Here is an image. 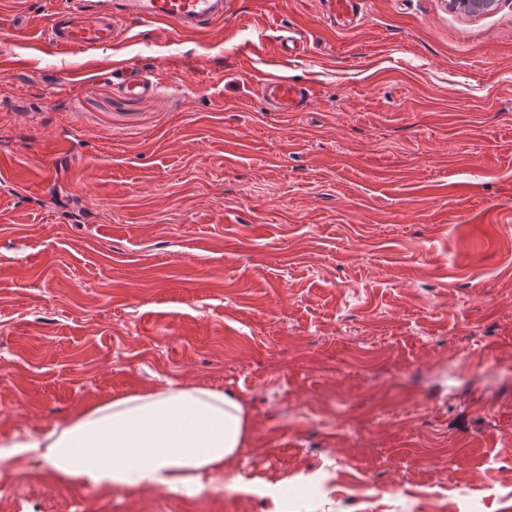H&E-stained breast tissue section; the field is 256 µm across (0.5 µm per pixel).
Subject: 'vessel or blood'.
Masks as SVG:
<instances>
[{
  "label": "vessel or blood",
  "mask_w": 512,
  "mask_h": 512,
  "mask_svg": "<svg viewBox=\"0 0 512 512\" xmlns=\"http://www.w3.org/2000/svg\"><path fill=\"white\" fill-rule=\"evenodd\" d=\"M331 25L349 27L366 10L367 0H321ZM228 0H57L46 14L45 40L50 50H108L133 27L154 25L187 36L207 32L223 21ZM112 75L123 92L135 99L151 97L155 85L143 68L128 60ZM265 106L274 112H299L311 90L288 77L268 75L258 81Z\"/></svg>",
  "instance_id": "b4317fda"
}]
</instances>
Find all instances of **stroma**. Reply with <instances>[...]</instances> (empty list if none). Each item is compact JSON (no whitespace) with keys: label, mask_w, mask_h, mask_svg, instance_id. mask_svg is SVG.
Listing matches in <instances>:
<instances>
[{"label":"stroma","mask_w":512,"mask_h":512,"mask_svg":"<svg viewBox=\"0 0 512 512\" xmlns=\"http://www.w3.org/2000/svg\"><path fill=\"white\" fill-rule=\"evenodd\" d=\"M44 16L0 0V442L170 384L251 431L203 494L0 461V512H512V0H231L56 55ZM323 12L330 24L337 27H350L357 22L366 10V0H321ZM112 76L117 79L123 92L135 99H146L153 94L154 82L136 61L128 60L115 65ZM260 98L273 112L302 111L311 95V89L291 82L287 76L267 75L258 80Z\"/></svg>","instance_id":"stroma-1"}]
</instances>
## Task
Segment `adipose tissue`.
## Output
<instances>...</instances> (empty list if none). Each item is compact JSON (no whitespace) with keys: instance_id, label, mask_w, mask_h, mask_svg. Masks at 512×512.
<instances>
[{"instance_id":"ef3b65f1","label":"adipose tissue","mask_w":512,"mask_h":512,"mask_svg":"<svg viewBox=\"0 0 512 512\" xmlns=\"http://www.w3.org/2000/svg\"><path fill=\"white\" fill-rule=\"evenodd\" d=\"M243 401L197 387H166L99 403L43 438L0 444V459L47 466L91 487L206 491L242 448Z\"/></svg>"}]
</instances>
